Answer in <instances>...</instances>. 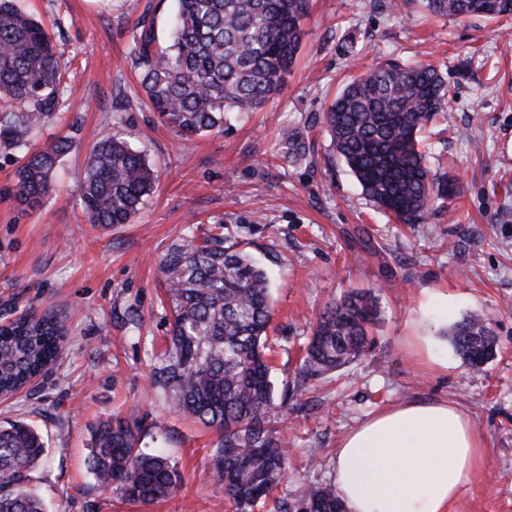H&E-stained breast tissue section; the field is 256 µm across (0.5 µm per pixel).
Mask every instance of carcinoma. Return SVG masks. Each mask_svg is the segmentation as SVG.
<instances>
[{
	"label": "carcinoma",
	"instance_id": "1",
	"mask_svg": "<svg viewBox=\"0 0 512 512\" xmlns=\"http://www.w3.org/2000/svg\"><path fill=\"white\" fill-rule=\"evenodd\" d=\"M432 14L490 20L512 16V0H425ZM310 0H177L172 42L157 46L153 25H140L131 51L145 105L184 137L224 132L228 112H255L277 96L306 32ZM67 69L51 36L16 0H0V100L21 110L0 112V140L22 164L16 195L35 207L51 188L60 158L73 142L29 145L63 97ZM450 89L430 64H381L352 79L322 114L332 149L365 196L404 224L423 220L458 183L427 163L418 133L444 111ZM286 157L306 159L303 138L283 134ZM158 179L126 140L109 136L86 154L79 198L85 220L129 224ZM160 270L172 323L152 379L175 411L219 434L209 456L238 512L255 509L286 479L288 441L277 426L267 351L272 306L267 273L221 235L197 244L183 239L163 255ZM377 313L371 294L351 292L320 313L299 374L318 380L358 359ZM451 341L475 372L493 357L489 322L467 316ZM66 332L53 315H30L0 326V392L12 393L62 352ZM42 435L23 420L0 426V512H44L29 488L43 458ZM87 467L98 487L128 501L172 500L182 482L163 450L141 448L137 423L100 424ZM342 512L335 490L308 485L295 512Z\"/></svg>",
	"mask_w": 512,
	"mask_h": 512
}]
</instances>
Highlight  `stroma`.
Instances as JSON below:
<instances>
[{"label": "stroma", "mask_w": 512, "mask_h": 512, "mask_svg": "<svg viewBox=\"0 0 512 512\" xmlns=\"http://www.w3.org/2000/svg\"><path fill=\"white\" fill-rule=\"evenodd\" d=\"M36 13L71 74L59 106L32 139L62 136L53 188L35 208L15 198L19 154L0 141V324L50 312L68 344L33 384L0 398V425L22 419L47 441L30 485L47 512H236L209 455L216 432L170 412L150 379L172 322L159 264L182 237H225L269 274L275 401L288 435V478L278 500L305 485L331 486L334 452L363 420L399 402L459 404L485 448L484 472L448 512H512V17L489 21L427 12L423 0H312L307 35L279 95L231 115L223 133L181 139L138 104L112 109L115 86L139 89L130 51L141 21L168 46L174 0H17ZM424 62L450 87L447 109L421 134L433 168L457 195L419 224L376 209L334 160L322 114L336 93L376 63ZM300 130L308 155L286 158L280 133ZM118 135L159 172L129 224L94 227L78 187L86 153ZM371 290L378 307L366 353L323 381L295 367L318 315L347 291ZM456 298L459 315L486 316L495 357L473 372L438 322L430 294ZM428 304L440 362L419 364ZM135 420L142 445L164 448L182 475L173 501L133 504L100 489L85 459L99 423Z\"/></svg>", "instance_id": "obj_1"}]
</instances>
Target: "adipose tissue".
I'll return each instance as SVG.
<instances>
[{
	"instance_id": "adipose-tissue-1",
	"label": "adipose tissue",
	"mask_w": 512,
	"mask_h": 512,
	"mask_svg": "<svg viewBox=\"0 0 512 512\" xmlns=\"http://www.w3.org/2000/svg\"><path fill=\"white\" fill-rule=\"evenodd\" d=\"M484 445L457 405L410 401L348 433L333 484L345 512H448L483 472Z\"/></svg>"
}]
</instances>
